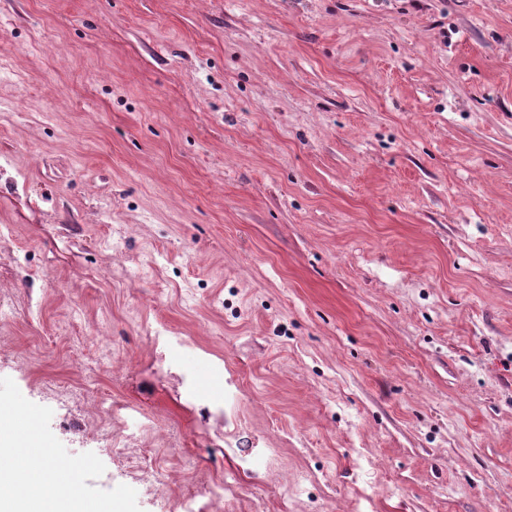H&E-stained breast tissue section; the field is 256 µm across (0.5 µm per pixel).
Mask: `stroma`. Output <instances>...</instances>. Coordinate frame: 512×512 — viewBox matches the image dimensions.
Listing matches in <instances>:
<instances>
[{"instance_id":"stroma-1","label":"stroma","mask_w":512,"mask_h":512,"mask_svg":"<svg viewBox=\"0 0 512 512\" xmlns=\"http://www.w3.org/2000/svg\"><path fill=\"white\" fill-rule=\"evenodd\" d=\"M0 103V400L81 498L512 512V0H0Z\"/></svg>"}]
</instances>
